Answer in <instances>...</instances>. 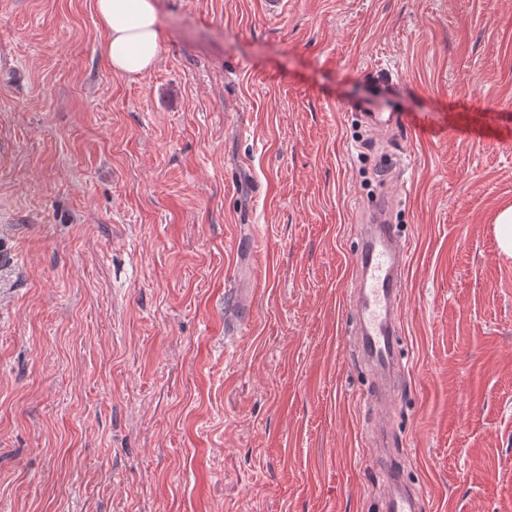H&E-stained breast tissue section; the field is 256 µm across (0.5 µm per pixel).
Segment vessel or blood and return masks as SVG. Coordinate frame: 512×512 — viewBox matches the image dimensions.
<instances>
[{
    "mask_svg": "<svg viewBox=\"0 0 512 512\" xmlns=\"http://www.w3.org/2000/svg\"><path fill=\"white\" fill-rule=\"evenodd\" d=\"M373 125L386 129L424 131L422 118L402 112L368 115ZM394 199L386 194L361 218L358 239L357 278L353 304L352 335L358 355L375 372L377 383L368 399L377 437H384L390 402L395 392L393 380L400 373L397 340L401 333V286L406 266L407 249L388 222ZM373 460L382 469L389 487L379 505L381 512H420L423 496L416 485L408 482L397 458L385 450H377Z\"/></svg>",
    "mask_w": 512,
    "mask_h": 512,
    "instance_id": "vessel-or-blood-1",
    "label": "vessel or blood"
}]
</instances>
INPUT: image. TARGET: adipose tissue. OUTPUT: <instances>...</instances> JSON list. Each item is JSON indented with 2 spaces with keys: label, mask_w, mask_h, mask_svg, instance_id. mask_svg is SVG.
I'll return each mask as SVG.
<instances>
[{
  "label": "adipose tissue",
  "mask_w": 512,
  "mask_h": 512,
  "mask_svg": "<svg viewBox=\"0 0 512 512\" xmlns=\"http://www.w3.org/2000/svg\"><path fill=\"white\" fill-rule=\"evenodd\" d=\"M95 8L107 33L106 59L112 71H148L161 41L154 0H95Z\"/></svg>",
  "instance_id": "adipose-tissue-1"
}]
</instances>
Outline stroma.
Instances as JSON below:
<instances>
[{
    "instance_id": "35a3bbf8",
    "label": "stroma",
    "mask_w": 512,
    "mask_h": 512,
    "mask_svg": "<svg viewBox=\"0 0 512 512\" xmlns=\"http://www.w3.org/2000/svg\"><path fill=\"white\" fill-rule=\"evenodd\" d=\"M155 3L129 75L95 0H0V512H378L346 330L386 191L390 448L424 512H512V0ZM381 83L431 135L370 131Z\"/></svg>"
}]
</instances>
